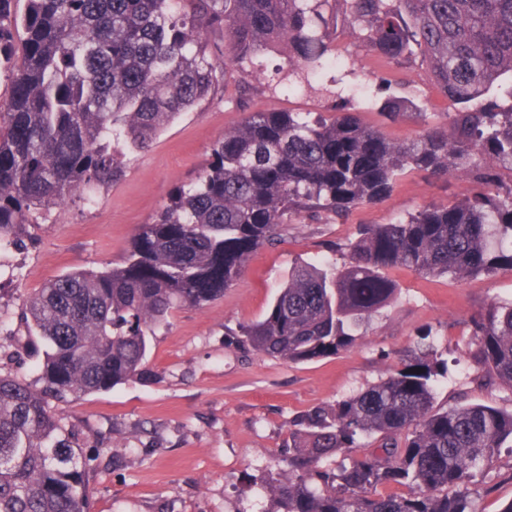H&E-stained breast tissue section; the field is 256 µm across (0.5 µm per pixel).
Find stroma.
<instances>
[{
    "mask_svg": "<svg viewBox=\"0 0 512 512\" xmlns=\"http://www.w3.org/2000/svg\"><path fill=\"white\" fill-rule=\"evenodd\" d=\"M335 45L338 56L314 77L313 89H304L297 77L259 79L248 109L316 117L342 105L399 141L418 137L426 124L455 111L411 64L394 69L393 91L413 99L427 117L385 121L374 104L377 86L365 76L375 58L342 33ZM238 80V72H230L226 84L171 123L131 161L121 180L97 194L94 206L75 201L31 228L27 249L14 258L23 277L0 283V304L13 314L20 295L75 266L120 264L135 226L151 222L178 186L199 176L225 130L242 118L235 101ZM471 187L468 179L404 175L388 198L358 207L346 223L289 225L282 241L253 254L221 299L174 311L152 347L148 377L78 400L67 411L84 447L112 440L117 464L96 477L94 512H259L248 480L271 464L289 421L386 377L397 354L425 337L450 357L447 374L436 384L437 404L467 401L511 410L512 391L481 388L476 368L459 353L471 341V321L487 300L512 301V271L459 282L390 270L400 287L397 301L373 319L354 347L318 361L261 358L230 336L266 313L292 263L341 260L358 225L390 223L423 205L452 201ZM476 487V512H502L511 504L512 452L502 451L496 469L478 478Z\"/></svg>",
    "mask_w": 512,
    "mask_h": 512,
    "instance_id": "35a3bbf8",
    "label": "stroma"
}]
</instances>
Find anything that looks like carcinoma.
<instances>
[{
  "instance_id": "cac0c4a2",
  "label": "carcinoma",
  "mask_w": 512,
  "mask_h": 512,
  "mask_svg": "<svg viewBox=\"0 0 512 512\" xmlns=\"http://www.w3.org/2000/svg\"><path fill=\"white\" fill-rule=\"evenodd\" d=\"M330 0H0V251L24 246L37 216L111 186L176 117L205 100L220 65L288 75L330 61ZM366 51L420 60L459 105L412 141H394L345 108L311 119L244 112L202 174L139 224L123 262L76 267L24 296L25 340L0 321V357L33 359L34 377L0 374V512H92L96 461L63 420L66 408L147 374L151 341L172 312L224 296L259 247L299 220H345L413 171L486 185L390 224H367L346 258L296 262L263 318L234 333L248 352L303 363L348 350L406 269L460 281L512 270V107L484 104L512 80V0H336ZM224 41V63L207 36ZM394 94L393 122L422 117ZM463 351L489 387L512 391V302L491 299ZM448 361L431 343L353 396L295 416L259 487L263 512H476L470 483L512 448V410L439 407ZM406 488L383 495L386 484Z\"/></svg>"
}]
</instances>
